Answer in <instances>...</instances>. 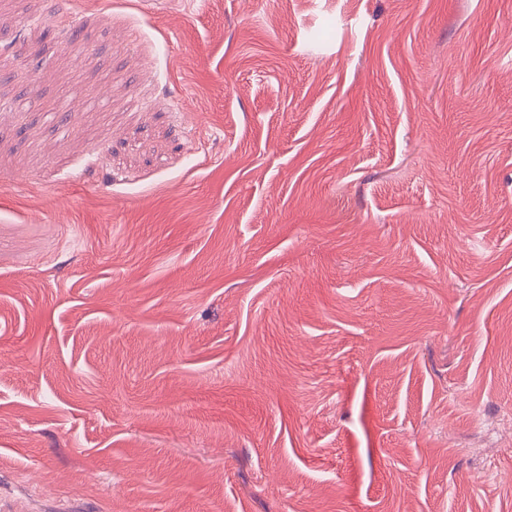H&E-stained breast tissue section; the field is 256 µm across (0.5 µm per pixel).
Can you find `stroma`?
I'll return each instance as SVG.
<instances>
[{
  "mask_svg": "<svg viewBox=\"0 0 512 512\" xmlns=\"http://www.w3.org/2000/svg\"><path fill=\"white\" fill-rule=\"evenodd\" d=\"M509 412L512 0H0V512H512Z\"/></svg>",
  "mask_w": 512,
  "mask_h": 512,
  "instance_id": "stroma-1",
  "label": "stroma"
}]
</instances>
